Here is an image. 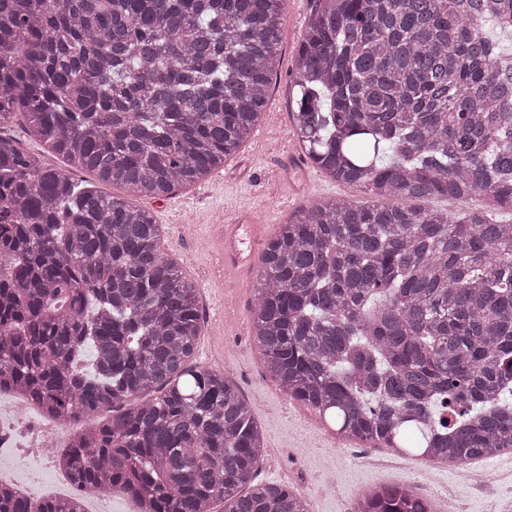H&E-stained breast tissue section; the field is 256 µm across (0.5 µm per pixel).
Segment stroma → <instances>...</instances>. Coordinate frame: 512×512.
I'll return each instance as SVG.
<instances>
[{
  "label": "stroma",
  "mask_w": 512,
  "mask_h": 512,
  "mask_svg": "<svg viewBox=\"0 0 512 512\" xmlns=\"http://www.w3.org/2000/svg\"><path fill=\"white\" fill-rule=\"evenodd\" d=\"M318 7V0H288L281 17L280 65L261 119L262 127L279 129V137L262 145L248 138L227 157L224 173L180 188L169 198L141 202L165 231L164 253L198 286L205 326L193 362L227 373L251 404L269 449L259 464L257 482L292 486L306 499L309 512H355L362 490L406 485L430 502L432 512H512V452L479 458L461 469L424 461L410 468L397 465L380 445L369 459L360 444L334 447L333 434L318 415L281 392L264 367L251 338L254 276L232 280L215 270L220 251L212 220L248 208L263 217L270 238L308 202L363 196L357 188L328 180L310 164L303 177L295 178L293 190L278 187L279 158L290 150L303 152L289 114L292 69L302 33ZM4 482L22 488L36 503L49 497L57 477L48 465L16 450H2Z\"/></svg>",
  "instance_id": "obj_1"
}]
</instances>
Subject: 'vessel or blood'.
<instances>
[{"label": "vessel or blood", "mask_w": 512, "mask_h": 512, "mask_svg": "<svg viewBox=\"0 0 512 512\" xmlns=\"http://www.w3.org/2000/svg\"><path fill=\"white\" fill-rule=\"evenodd\" d=\"M263 240V225L252 212H240L233 220L221 225L217 244L225 272L237 276L251 274L256 251Z\"/></svg>", "instance_id": "b4317fda"}]
</instances>
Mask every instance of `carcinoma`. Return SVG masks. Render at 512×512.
I'll use <instances>...</instances> for the list:
<instances>
[{"label": "carcinoma", "mask_w": 512, "mask_h": 512, "mask_svg": "<svg viewBox=\"0 0 512 512\" xmlns=\"http://www.w3.org/2000/svg\"><path fill=\"white\" fill-rule=\"evenodd\" d=\"M286 2L0 0V127L22 118L96 180L0 135V392L74 426L57 459L80 492L119 489L145 512H308L292 487L254 483L267 448L251 406L191 363L198 288L135 200L198 182L249 138ZM326 2L292 115L312 163L367 200L313 202L268 242L253 342L344 440L415 434L432 462L509 453L512 223L493 213L512 212V0ZM473 196L464 213L416 205ZM0 512L82 498L0 484ZM357 512L432 510L387 487Z\"/></svg>", "instance_id": "carcinoma-1"}]
</instances>
